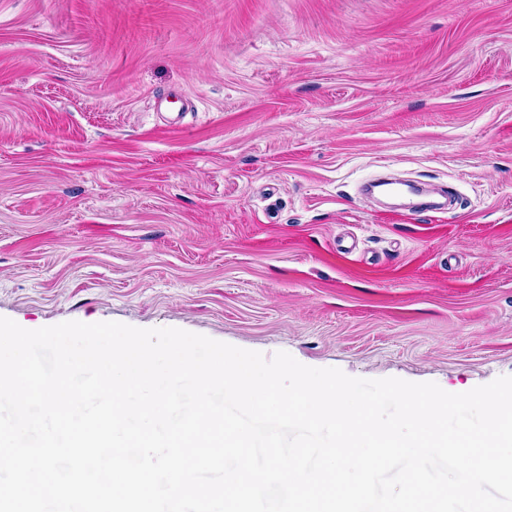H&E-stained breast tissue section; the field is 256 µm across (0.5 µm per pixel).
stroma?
Masks as SVG:
<instances>
[{"mask_svg": "<svg viewBox=\"0 0 512 512\" xmlns=\"http://www.w3.org/2000/svg\"><path fill=\"white\" fill-rule=\"evenodd\" d=\"M0 317L512 376V0H0Z\"/></svg>", "mask_w": 512, "mask_h": 512, "instance_id": "1", "label": "stroma"}]
</instances>
